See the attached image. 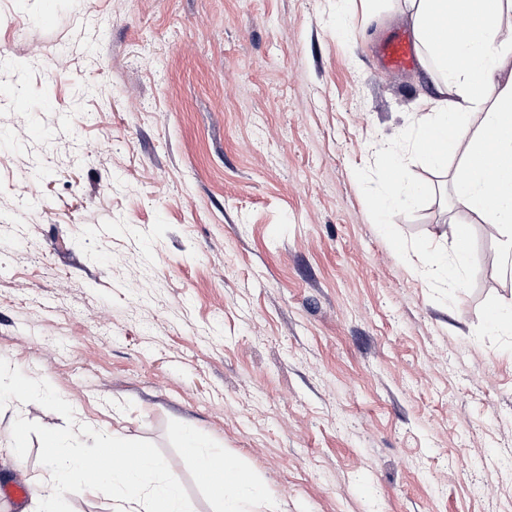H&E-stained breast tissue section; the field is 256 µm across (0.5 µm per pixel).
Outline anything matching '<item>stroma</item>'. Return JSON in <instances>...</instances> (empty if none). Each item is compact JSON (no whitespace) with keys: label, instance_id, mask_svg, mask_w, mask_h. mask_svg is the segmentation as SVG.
<instances>
[{"label":"stroma","instance_id":"1","mask_svg":"<svg viewBox=\"0 0 512 512\" xmlns=\"http://www.w3.org/2000/svg\"><path fill=\"white\" fill-rule=\"evenodd\" d=\"M398 7L0 0V372L35 384L0 401V483L22 512L67 410L154 448L192 512L217 507L185 425L276 512H512V330L485 319L512 267L458 158L413 153L437 91L381 63ZM390 152L424 192L385 226Z\"/></svg>","mask_w":512,"mask_h":512}]
</instances>
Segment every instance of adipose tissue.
<instances>
[{"mask_svg": "<svg viewBox=\"0 0 512 512\" xmlns=\"http://www.w3.org/2000/svg\"><path fill=\"white\" fill-rule=\"evenodd\" d=\"M399 12L410 24L427 70L437 72L440 98L422 122L415 150L432 169L459 155L464 169L453 188L459 200L500 227L498 244L512 259V74L503 75L512 57V27L501 19L512 0H400ZM484 121L468 145L459 133L472 113ZM94 437L92 451L78 446ZM181 446L221 512H255L264 497L259 480L236 457L210 445L189 426ZM45 460L50 480L46 512H62L61 497L72 489L103 495L112 512H187L178 477L151 449L113 430L67 421L46 434ZM111 456L96 467V459Z\"/></svg>", "mask_w": 512, "mask_h": 512, "instance_id": "ef3b65f1", "label": "adipose tissue"}]
</instances>
